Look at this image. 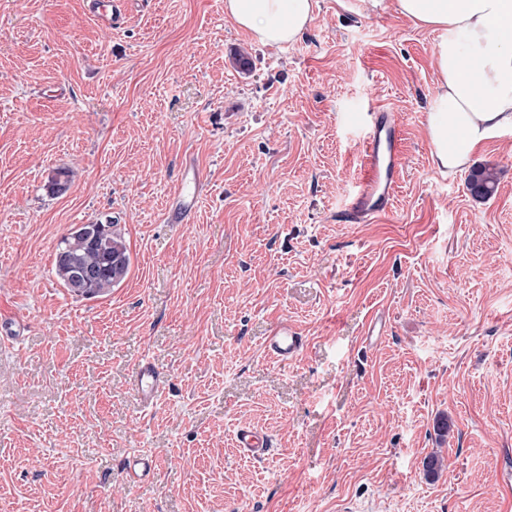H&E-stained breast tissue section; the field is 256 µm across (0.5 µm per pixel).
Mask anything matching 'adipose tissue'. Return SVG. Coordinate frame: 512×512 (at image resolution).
I'll list each match as a JSON object with an SVG mask.
<instances>
[{"mask_svg": "<svg viewBox=\"0 0 512 512\" xmlns=\"http://www.w3.org/2000/svg\"><path fill=\"white\" fill-rule=\"evenodd\" d=\"M415 26L438 31V83L426 132L432 162L453 175L475 149L512 130V0H394ZM224 13L264 46L298 41L314 19L313 0H224Z\"/></svg>", "mask_w": 512, "mask_h": 512, "instance_id": "obj_1", "label": "adipose tissue"}]
</instances>
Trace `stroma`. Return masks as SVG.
Instances as JSON below:
<instances>
[{
	"label": "stroma",
	"instance_id": "stroma-1",
	"mask_svg": "<svg viewBox=\"0 0 512 512\" xmlns=\"http://www.w3.org/2000/svg\"><path fill=\"white\" fill-rule=\"evenodd\" d=\"M85 2L0 0V316L21 325L0 341V512H512V132L472 157L489 199L433 167L435 33L315 0L277 48L224 0H128L109 30ZM374 111L402 130L400 183L348 222L352 117ZM189 166L195 212L167 223ZM107 221L129 273L76 296L56 246ZM282 320L306 339L286 363L265 352ZM136 453L157 467L133 484ZM498 185L495 168L480 166L470 172L467 178V189L475 198L486 199L492 196ZM163 375L150 359H143L132 373L133 389L137 399L145 406H152L163 385ZM236 445L255 458H262L271 449V444L267 437L261 436L246 427L239 429L237 432Z\"/></svg>",
	"mask_w": 512,
	"mask_h": 512
}]
</instances>
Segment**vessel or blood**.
<instances>
[{
    "instance_id": "1",
    "label": "vessel or blood",
    "mask_w": 512,
    "mask_h": 512,
    "mask_svg": "<svg viewBox=\"0 0 512 512\" xmlns=\"http://www.w3.org/2000/svg\"><path fill=\"white\" fill-rule=\"evenodd\" d=\"M125 4L126 0H88L87 11L109 29L122 21ZM363 120L368 127L364 176L349 211L355 219L368 222L387 214L392 207L402 165V134L386 113L370 112ZM304 346L303 336L285 320L275 326L265 341L267 354L281 362L298 356ZM132 382L138 400L149 407L160 393L163 375L156 364L146 358L135 367ZM236 445L256 458L267 455L271 449L267 437L246 427L239 429ZM155 467L152 458L140 454L133 455L126 463L128 478L134 483L153 474Z\"/></svg>"
}]
</instances>
